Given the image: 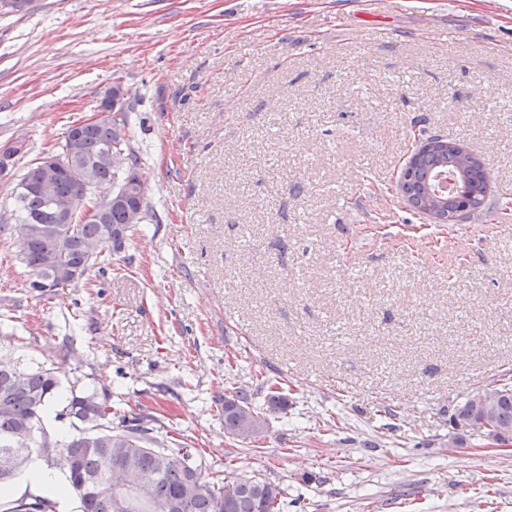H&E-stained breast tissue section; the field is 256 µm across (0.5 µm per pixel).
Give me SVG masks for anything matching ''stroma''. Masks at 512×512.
Here are the masks:
<instances>
[{"label":"stroma","mask_w":512,"mask_h":512,"mask_svg":"<svg viewBox=\"0 0 512 512\" xmlns=\"http://www.w3.org/2000/svg\"><path fill=\"white\" fill-rule=\"evenodd\" d=\"M32 0L0 14V209L104 92L125 91L153 221L37 296L0 233V360L63 364L148 412L203 471L288 512H512V446L457 404L512 373V222L436 224L396 191L417 132L512 203V0ZM283 383L254 445L224 393ZM395 418L385 417V409Z\"/></svg>","instance_id":"1"}]
</instances>
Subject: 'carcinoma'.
I'll return each instance as SVG.
<instances>
[{
	"mask_svg": "<svg viewBox=\"0 0 512 512\" xmlns=\"http://www.w3.org/2000/svg\"><path fill=\"white\" fill-rule=\"evenodd\" d=\"M127 114L118 107L112 115L81 127L79 162L85 176L64 169L57 177L56 195L76 202L74 217L58 219L52 199L33 190L41 179L40 164L27 168L14 194L13 208L0 214V232L18 226L30 229L22 240L21 261L31 273L30 288L43 295L73 286L60 271L67 267L92 268L120 250L135 224L151 219L147 193L134 198L140 211L136 221L121 204L99 212L90 186L122 190L143 179L136 152L118 167L106 160L110 146L123 136ZM457 172L459 190L437 197L428 187L433 169ZM399 193L413 209L436 224H460L467 211L491 208L489 174L479 158L448 137L434 134L414 149L401 170ZM494 393L490 415L502 437L512 439V380L502 379ZM472 392L455 415L473 421ZM282 395L269 390L267 411L254 402L245 387L224 394V432L251 444L268 429V414L278 412ZM58 407L56 420L69 422L72 432L60 439L44 424V416ZM154 419L140 415L129 425L112 426V404L105 391L87 387L62 394V371L50 364L35 370L0 365V492L10 486L35 460L46 467L65 469L64 491L74 495L80 512H160L173 503L177 512H288L280 487L256 475L226 476L222 471L203 473L191 466L186 447L153 425ZM112 485V493L105 492ZM6 512H57L58 502L49 496L30 495L5 503Z\"/></svg>",
	"mask_w": 512,
	"mask_h": 512,
	"instance_id": "carcinoma-1",
	"label": "carcinoma"
}]
</instances>
